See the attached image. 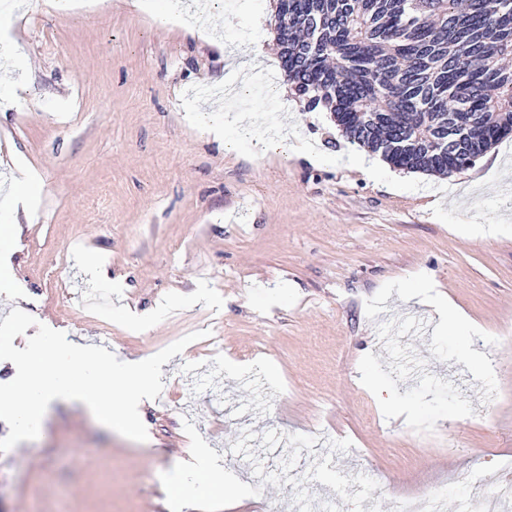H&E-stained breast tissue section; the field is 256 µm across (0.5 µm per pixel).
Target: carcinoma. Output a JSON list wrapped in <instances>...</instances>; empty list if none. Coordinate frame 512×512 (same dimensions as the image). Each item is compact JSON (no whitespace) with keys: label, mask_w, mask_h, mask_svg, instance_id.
<instances>
[{"label":"carcinoma","mask_w":512,"mask_h":512,"mask_svg":"<svg viewBox=\"0 0 512 512\" xmlns=\"http://www.w3.org/2000/svg\"><path fill=\"white\" fill-rule=\"evenodd\" d=\"M287 82L353 144L450 175L512 135V11L501 0H287Z\"/></svg>","instance_id":"1"}]
</instances>
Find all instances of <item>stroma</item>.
Listing matches in <instances>:
<instances>
[{"label":"stroma","instance_id":"1","mask_svg":"<svg viewBox=\"0 0 512 512\" xmlns=\"http://www.w3.org/2000/svg\"><path fill=\"white\" fill-rule=\"evenodd\" d=\"M216 35L268 38L270 0H204ZM166 0L51 9L0 0V221L18 166L40 175L0 271L68 341L146 359L196 340L144 401V442L82 402L0 452V512H171L168 478L207 449L248 512H413L512 460V138L447 177L362 172L363 148L310 111L277 63L237 79ZM255 114L249 136L234 113ZM288 129V147L260 149ZM232 149H225V142ZM468 319L443 327L434 294Z\"/></svg>","mask_w":512,"mask_h":512}]
</instances>
